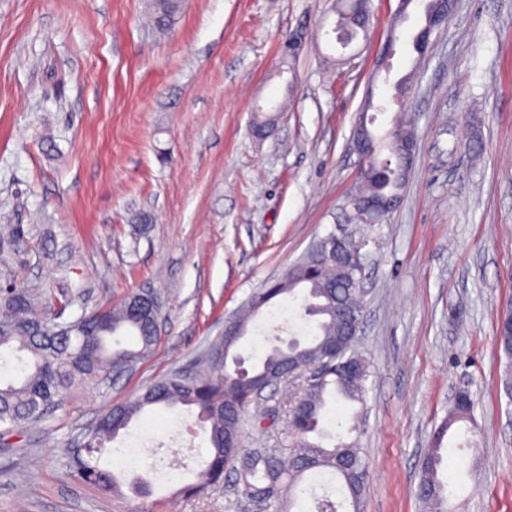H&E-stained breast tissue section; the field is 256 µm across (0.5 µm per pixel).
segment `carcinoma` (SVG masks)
<instances>
[{
	"label": "carcinoma",
	"mask_w": 512,
	"mask_h": 512,
	"mask_svg": "<svg viewBox=\"0 0 512 512\" xmlns=\"http://www.w3.org/2000/svg\"><path fill=\"white\" fill-rule=\"evenodd\" d=\"M154 24L158 33H165L179 10L178 0H152ZM338 19L350 29L352 39L367 36L365 13L357 0H335ZM400 84H394L390 103L397 106L392 127L378 137L371 130L375 116L372 109L388 111V106H373L368 101L361 111V124L370 150L369 164L360 175L352 194L353 209L364 215L368 203L398 202L412 165L407 144L414 139L411 120L403 113ZM361 246L344 237L336 239L333 232L320 238L304 256L288 266L285 273L271 281L247 301L246 308L233 320L248 330L251 319L282 296L303 293V305L314 315V333L308 343L280 354L271 351L259 365V370L278 382L288 376V369L315 368L303 397L290 415V427L300 439L299 448L288 459L265 450H247L241 441V421L254 403L252 378L237 368L224 367V341L206 348L199 360L205 371L201 377H188L180 371L165 375L133 398L103 411L94 428L88 430L79 447L71 450L70 463L76 475L93 485L99 492L123 499L126 492L145 498L152 494L150 485L137 478L125 480V470L111 469L102 464L110 453L109 443L121 431L148 409L172 408L177 405L196 410V418L208 432L209 448L203 468L195 481L183 485L176 493L198 497L224 484L229 467L236 466L237 481L243 496L250 498L273 485L280 496L271 500L273 509L281 508V496L299 497L298 487L304 474L326 472L338 483V490L352 512H359L360 501L369 479V466L358 440L337 439L331 447L308 436L325 438L321 427L323 410L330 396L346 402L365 405L370 376L369 363L353 349L356 337L339 355L333 348L343 330L342 320L349 311L363 316L364 299L352 283L364 267ZM161 305L154 298L138 291L130 293L117 307L107 310L106 318H88L82 322L79 335L57 333L52 318L38 313L35 295L24 289L0 294V351H8L22 364L18 380L0 381V425L9 432L25 422L39 417L58 405L66 392L78 381H92L112 369L120 371L128 363L150 351L158 338L151 319H160ZM120 330H129L138 337L140 349L112 350L107 340ZM494 341L497 350L512 362V323L499 320ZM352 361L357 377L346 381L339 364ZM473 401L464 393L453 400L448 416L433 434L422 463L417 496L428 512H447L448 483L441 473L443 441L459 423L472 420Z\"/></svg>",
	"instance_id": "1"
}]
</instances>
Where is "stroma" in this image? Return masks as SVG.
<instances>
[{
    "label": "stroma",
    "instance_id": "1",
    "mask_svg": "<svg viewBox=\"0 0 512 512\" xmlns=\"http://www.w3.org/2000/svg\"><path fill=\"white\" fill-rule=\"evenodd\" d=\"M398 0H371L367 39L326 31L333 0H183L167 33L149 0H0V284L71 322L150 288L163 303L152 350L122 373L78 383L54 412L0 436V512H257L236 474L195 498L208 435L185 408L150 410L114 441L140 453L154 494L109 499L72 472L69 451L106 407L151 381L198 371L224 321L318 239L351 236L366 256L356 349L370 362L358 417L370 466L361 512H426L421 461L458 390L475 403L480 453L459 425L442 473L450 512H512V401L494 345L512 302V0H458L410 83L416 154L380 223L348 202L350 149L366 94L383 100L409 70V19L391 73L376 61ZM301 44L283 57L289 36ZM287 104L272 133L252 116ZM146 225L135 233V225ZM299 305L278 298L238 353L253 366L276 328L306 339ZM305 377L267 388L245 414V448L288 456L289 411Z\"/></svg>",
    "mask_w": 512,
    "mask_h": 512
}]
</instances>
